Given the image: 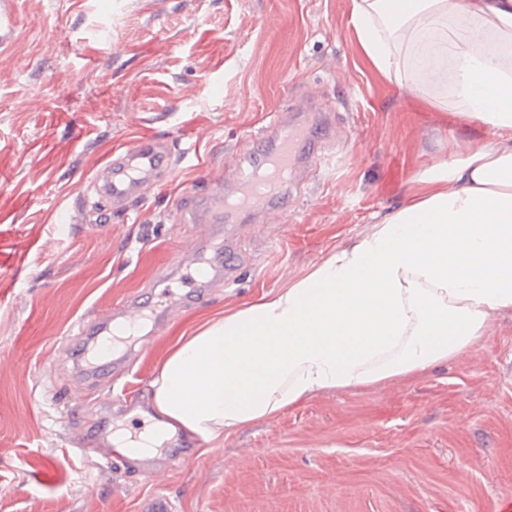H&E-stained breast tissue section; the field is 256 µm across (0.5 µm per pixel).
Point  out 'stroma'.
<instances>
[{
    "mask_svg": "<svg viewBox=\"0 0 512 512\" xmlns=\"http://www.w3.org/2000/svg\"><path fill=\"white\" fill-rule=\"evenodd\" d=\"M0 45V512H500L512 502V315L412 381L325 392L207 443L158 449L154 481L46 459L101 421L109 379L79 390L82 322L142 291L208 231L176 224L185 190L231 177L271 115L312 90L334 116L323 162L270 223H240L237 284L157 326L132 365L141 430L178 336L276 292L384 214L447 156L490 133L389 83L361 54L351 0H15ZM169 136L189 157L129 215L103 219L89 183L112 147Z\"/></svg>",
    "mask_w": 512,
    "mask_h": 512,
    "instance_id": "obj_1",
    "label": "stroma"
}]
</instances>
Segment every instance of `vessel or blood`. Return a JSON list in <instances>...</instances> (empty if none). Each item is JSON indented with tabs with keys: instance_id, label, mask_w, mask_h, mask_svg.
Instances as JSON below:
<instances>
[{
	"instance_id": "1",
	"label": "vessel or blood",
	"mask_w": 512,
	"mask_h": 512,
	"mask_svg": "<svg viewBox=\"0 0 512 512\" xmlns=\"http://www.w3.org/2000/svg\"><path fill=\"white\" fill-rule=\"evenodd\" d=\"M314 127L274 118L267 127L265 145L252 156L249 168L234 178L212 183L207 192L191 195L189 208L179 209L178 219L209 225L208 235L194 243L197 265L189 271L179 266L160 268L149 288L128 298L113 315L82 323L81 340L74 348L77 374L85 385L107 377H121L127 356L116 355L110 345L138 333L149 319L170 318L175 308L200 303L214 283L234 284L241 262L237 238L224 226L243 211L270 215L283 211L288 202V184L298 163H321L323 153L314 141ZM173 169V152L166 137L137 139L114 148L96 171L91 184L96 194L116 213L127 212L145 192ZM180 277L176 298L160 296L157 286ZM131 451L113 447L105 428L83 434L76 447L64 449L48 463L55 470L72 458L99 457L104 468L127 462Z\"/></svg>"
}]
</instances>
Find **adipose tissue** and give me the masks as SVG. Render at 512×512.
Returning a JSON list of instances; mask_svg holds the SVG:
<instances>
[{"label":"adipose tissue","instance_id":"1","mask_svg":"<svg viewBox=\"0 0 512 512\" xmlns=\"http://www.w3.org/2000/svg\"><path fill=\"white\" fill-rule=\"evenodd\" d=\"M351 23L374 71L491 140L456 144L408 203L287 287L179 337L150 423L115 447L209 443L325 391L418 378L512 312V0H352Z\"/></svg>","mask_w":512,"mask_h":512}]
</instances>
